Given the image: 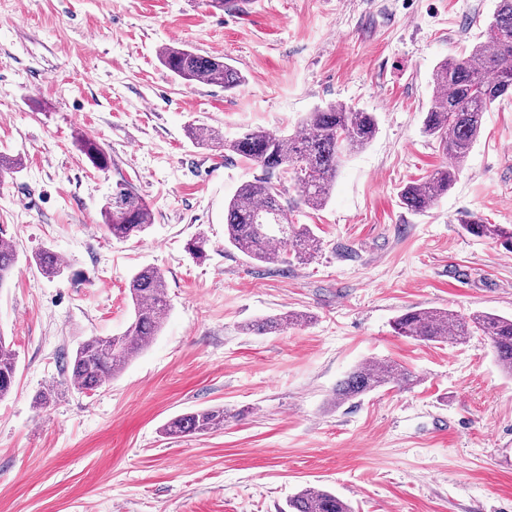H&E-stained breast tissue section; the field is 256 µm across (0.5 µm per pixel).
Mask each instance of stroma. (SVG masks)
<instances>
[{
  "label": "stroma",
  "mask_w": 512,
  "mask_h": 512,
  "mask_svg": "<svg viewBox=\"0 0 512 512\" xmlns=\"http://www.w3.org/2000/svg\"><path fill=\"white\" fill-rule=\"evenodd\" d=\"M496 0H0V236L20 264L0 289V332L19 354L0 399V512H284L307 486L353 512H512V376L487 338L428 343L397 316L440 308L512 317V252L466 234L467 215L512 225V98L484 116L448 195L414 212L403 187L440 167L423 131L432 72L479 41ZM186 44L243 76L236 91L187 85L159 62ZM342 103L377 133L342 164L327 205L295 221L322 241L302 265L262 264L224 242V207L261 168L192 141L246 128L295 133ZM98 141L100 170L75 146ZM152 211L112 238L100 209L116 183ZM207 241L194 259L191 239ZM49 249L64 272L33 261ZM159 269L170 301L153 343L112 381L72 389L63 359L127 328L130 276ZM306 323L247 335L287 312ZM395 362L411 385L341 405L363 361ZM53 390L47 406L38 396ZM221 405L223 430L171 438L172 418Z\"/></svg>",
  "instance_id": "1"
}]
</instances>
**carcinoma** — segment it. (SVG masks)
I'll return each mask as SVG.
<instances>
[{
  "label": "carcinoma",
  "instance_id": "carcinoma-1",
  "mask_svg": "<svg viewBox=\"0 0 512 512\" xmlns=\"http://www.w3.org/2000/svg\"><path fill=\"white\" fill-rule=\"evenodd\" d=\"M162 65L186 84L221 85L238 89L241 74L224 57L204 55L188 47H165L159 53ZM512 0H499L482 40L457 56L439 63L432 73L434 93L424 119V131L439 142L446 162L421 183L401 191L408 209L420 212L432 207L448 193L479 136L484 113L512 95ZM377 130L371 112L343 104H328L307 113L300 131L275 135L262 128H248L230 142L216 131L191 124L189 136L201 145L236 154L260 167L263 175L242 184L224 208V241L257 262L303 263L320 249L321 241L308 224H295L292 209L282 202L285 180L297 186L301 203L309 209L326 206L336 175L345 159L366 147ZM75 145L96 168L108 167V157L93 139L79 135ZM103 224L112 237L128 238L145 232L151 210L130 187L119 184L101 208ZM463 230L475 237L497 240L512 250V226L487 224L468 216ZM40 270L50 276L63 271L58 255L43 250L34 257ZM17 252L0 244V288L12 275ZM132 318L120 336H92L81 342L67 362L68 379L78 391L95 390L117 375L127 360L147 346L159 333L169 311L164 275L145 268L129 280ZM304 321L293 312L255 320L245 326L254 334H280ZM394 331L415 340L463 342L474 333L490 341L495 359L512 375V318L478 313L463 318L449 310L412 309L393 321ZM18 354L0 335V398L15 383ZM413 375L388 363L366 361L336 384L338 405L389 384H408ZM225 409L211 407L182 414L170 420V437L204 435L224 428ZM289 512H352L349 504L329 490L305 487L288 501Z\"/></svg>",
  "mask_w": 512,
  "mask_h": 512
}]
</instances>
